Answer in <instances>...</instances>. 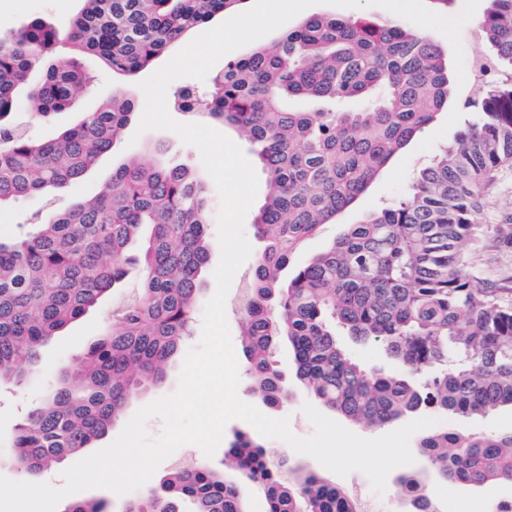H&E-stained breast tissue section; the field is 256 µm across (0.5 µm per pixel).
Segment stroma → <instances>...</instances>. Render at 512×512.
I'll list each match as a JSON object with an SVG mask.
<instances>
[{"label": "stroma", "instance_id": "obj_1", "mask_svg": "<svg viewBox=\"0 0 512 512\" xmlns=\"http://www.w3.org/2000/svg\"><path fill=\"white\" fill-rule=\"evenodd\" d=\"M83 6V0H0V38L14 35L36 18L58 31H66ZM80 64L88 78L87 90L69 108L45 122L32 120L24 110L17 114V122L32 136L54 137L63 128L76 123L83 113L92 111L102 101L111 98L113 93L120 92L127 97H134L139 83L149 76L148 71L144 70L129 78L119 79L91 55L82 56ZM473 92L474 87L469 82L456 89L447 110L442 111L420 137L392 162L355 206L341 212L334 223L324 225L316 235L308 239L295 254V262H303L326 250L342 234L346 225L357 223L367 212L380 209L398 199L406 190L415 169L454 140L469 118L462 103ZM138 125V119H131L113 150L103 156L71 192L51 199L32 196L0 207V238L10 240L31 230L33 224L49 208L62 209L69 205L73 197L91 194L100 183L111 177L113 169L132 163L144 154L158 152L166 163L183 164L197 174H204L205 169L196 147L184 144L169 131L138 133ZM481 218L485 223L512 232V168H503L498 173L491 193L482 202ZM469 263L482 279L490 283L499 286L512 284V246L504 247L497 237H489L481 246L470 250ZM104 328L105 315L102 310H90L86 316L68 325L42 347L40 363L27 386H0V475L15 481L22 480V473L11 462L12 451L9 447L16 425L55 390L58 375L70 370L89 343L102 335ZM239 376L237 394L242 401L254 405L269 417L289 418L290 428L297 436L312 434L313 427L301 411L308 397L300 383H293L287 404L271 407L264 404L252 387L247 369H240ZM242 433L251 436L255 429L243 420H231L225 427L218 451L209 459L204 458L196 445L180 446L159 465L144 484V491L159 490L163 478L173 470L176 463L188 456L197 461L207 460L212 468L222 469L225 450ZM428 492L441 503L444 512H479L480 504L486 501L505 495L512 496V485L489 482L478 487H465L432 479L428 482Z\"/></svg>", "mask_w": 512, "mask_h": 512}]
</instances>
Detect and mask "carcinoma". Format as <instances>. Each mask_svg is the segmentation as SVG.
<instances>
[{
    "instance_id": "carcinoma-1",
    "label": "carcinoma",
    "mask_w": 512,
    "mask_h": 512,
    "mask_svg": "<svg viewBox=\"0 0 512 512\" xmlns=\"http://www.w3.org/2000/svg\"><path fill=\"white\" fill-rule=\"evenodd\" d=\"M65 38L35 19L0 40V207L65 192L112 150L133 115L114 96L47 140L14 120L21 100L44 119L85 90L74 58L33 68L67 43L112 73L149 66L191 28L244 0H83ZM477 21L488 52L485 81L463 107L475 115L413 177L405 194L366 214L325 251L298 265L305 240L357 201L448 107L447 51L407 22L319 16L273 46L227 62L207 93L184 88L183 112L238 128L266 175L255 222L263 247L242 310L243 353L264 400L288 401L273 354L288 343L308 397L367 428L420 414L461 420L512 408V301L477 279L466 248L492 233L480 201L498 170L512 165V0H487ZM209 204L188 168L152 155L112 172L95 194L51 209L35 231L0 240V384L23 385L40 348L139 272L136 294L107 314V329L78 359L10 441L16 468L47 471L106 437L135 394L161 383L180 354L210 262ZM376 343L404 372L368 371L336 337ZM423 474L400 489L425 491L428 477L463 486L512 483V433L441 427L421 435ZM283 482L264 446L240 435L224 470L176 469L162 491L134 498L126 512H248L254 485L266 512H355L344 491L308 467ZM63 512H105L73 501Z\"/></svg>"
}]
</instances>
